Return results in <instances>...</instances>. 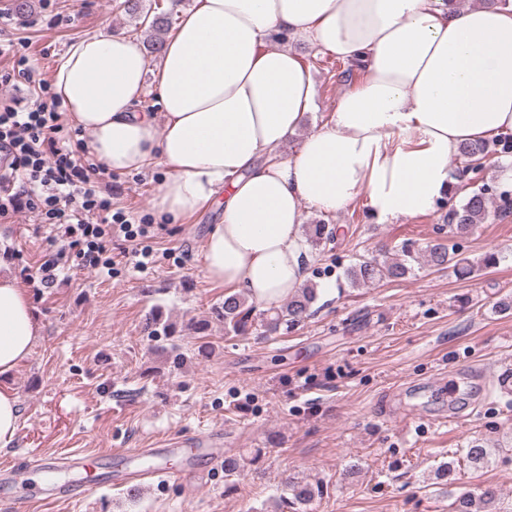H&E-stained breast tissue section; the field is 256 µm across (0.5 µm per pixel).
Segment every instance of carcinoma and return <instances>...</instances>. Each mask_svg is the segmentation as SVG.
Returning a JSON list of instances; mask_svg holds the SVG:
<instances>
[{"label":"carcinoma","instance_id":"cac0c4a2","mask_svg":"<svg viewBox=\"0 0 512 512\" xmlns=\"http://www.w3.org/2000/svg\"><path fill=\"white\" fill-rule=\"evenodd\" d=\"M169 17L165 13L153 16L149 29L154 32L151 52L159 54L164 43V32L168 29ZM499 147V153L512 154V139L505 137L488 142L466 143L459 149L460 155L466 163L483 162L490 153V145ZM488 214V198L486 188L481 186L471 191L460 204L452 203L448 207V238H438L426 244L423 250L414 248L406 241L395 250V256L383 255L381 257L361 256L347 271V278L351 285L374 283L383 279H398L404 277L414 263L424 259L434 267L453 265L458 267L468 262V259L459 257L456 244L452 240L469 233L472 228L485 221ZM337 231L325 223L311 226L309 244H328L334 241ZM317 299L316 289L305 286L288 295V300L280 305H272L260 310L248 296L240 293L224 295V302L215 313L224 322V332L234 336L248 335L259 329L271 333L285 328L291 330L301 324L311 314V308ZM145 330L156 341H170L173 331L170 324L162 320V315L152 311L147 318ZM488 449L484 443L473 440L466 448L467 461L475 466L487 462ZM262 458V449L256 448L254 452L232 454L224 457V476H239L251 467L258 464ZM291 497H282L274 504L275 512H311L312 505L324 494L323 485L309 482H290L287 485Z\"/></svg>","mask_w":512,"mask_h":512}]
</instances>
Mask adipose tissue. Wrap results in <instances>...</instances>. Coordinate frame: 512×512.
<instances>
[{"instance_id":"adipose-tissue-1","label":"adipose tissue","mask_w":512,"mask_h":512,"mask_svg":"<svg viewBox=\"0 0 512 512\" xmlns=\"http://www.w3.org/2000/svg\"><path fill=\"white\" fill-rule=\"evenodd\" d=\"M308 45L362 77L331 121L292 156L316 85L296 54ZM147 59L102 24L74 39L52 90L88 134L87 155L116 172L162 165L154 205L172 220L223 195L203 244L207 277L271 303L303 284L305 209L365 199L379 220L430 213L449 199L462 144L512 132V10L448 0H195L160 54L142 109ZM0 260V377L30 357L42 326Z\"/></svg>"}]
</instances>
